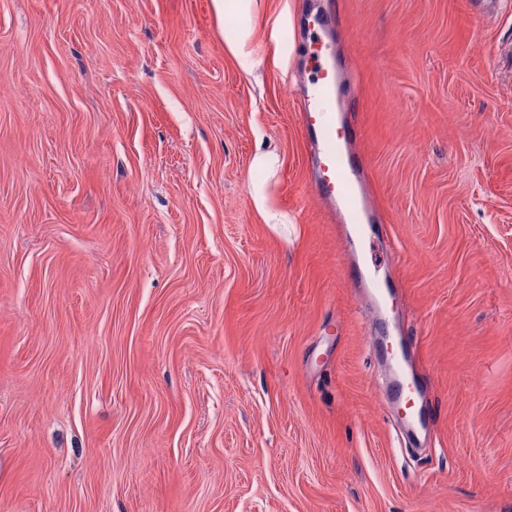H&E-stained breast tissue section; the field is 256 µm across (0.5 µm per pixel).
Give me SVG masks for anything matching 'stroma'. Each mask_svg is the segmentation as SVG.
Instances as JSON below:
<instances>
[{"mask_svg":"<svg viewBox=\"0 0 512 512\" xmlns=\"http://www.w3.org/2000/svg\"><path fill=\"white\" fill-rule=\"evenodd\" d=\"M312 10L359 78L417 452L309 189ZM252 27L247 75L212 0H0V512H512V11L259 0ZM250 197L254 209L262 217L268 220L276 218L273 198L266 190L265 181L252 182Z\"/></svg>","mask_w":512,"mask_h":512,"instance_id":"35a3bbf8","label":"stroma"}]
</instances>
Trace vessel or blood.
I'll use <instances>...</instances> for the list:
<instances>
[{
    "label": "vessel or blood",
    "mask_w": 512,
    "mask_h": 512,
    "mask_svg": "<svg viewBox=\"0 0 512 512\" xmlns=\"http://www.w3.org/2000/svg\"><path fill=\"white\" fill-rule=\"evenodd\" d=\"M333 30L326 15L311 14L303 20L308 77L303 81L300 123L307 140L310 188L337 216L348 241H377L381 219L368 188V162L355 148L360 136L357 98L347 65L336 55ZM351 266L372 314L379 352L391 370L380 402L386 409L402 412L412 429L425 428L428 418L419 406L420 382L406 350L392 335V286L388 279L366 271L360 256H353Z\"/></svg>",
    "instance_id": "1"
}]
</instances>
